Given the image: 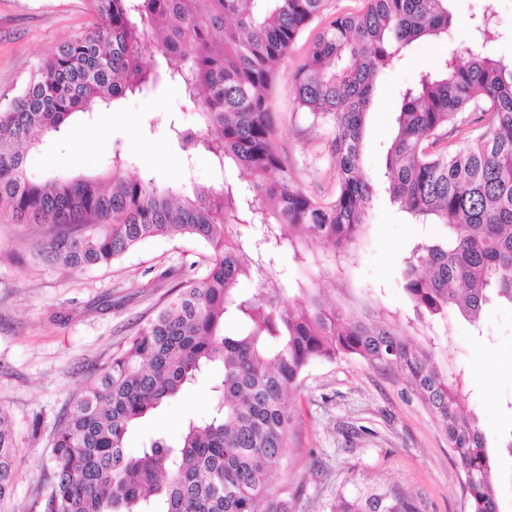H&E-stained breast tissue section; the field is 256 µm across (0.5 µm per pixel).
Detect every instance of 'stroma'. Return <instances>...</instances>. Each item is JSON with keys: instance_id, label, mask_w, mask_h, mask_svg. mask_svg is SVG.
I'll list each match as a JSON object with an SVG mask.
<instances>
[{"instance_id": "stroma-1", "label": "stroma", "mask_w": 512, "mask_h": 512, "mask_svg": "<svg viewBox=\"0 0 512 512\" xmlns=\"http://www.w3.org/2000/svg\"><path fill=\"white\" fill-rule=\"evenodd\" d=\"M447 43L421 40L408 48L380 81L367 116L363 162L375 178L369 226L360 259L347 277L357 303L409 312L402 260L428 226L409 223L386 191V151L394 135L396 95L420 71L436 65L448 45H471L475 25L490 15L497 40L486 51L512 59V0H452ZM86 0H0V108L18 95L41 59L64 39L92 23ZM313 25L297 40L271 105L279 123L277 146L310 193L330 195L335 158L333 132L296 111L290 76L312 39ZM198 129L197 110L173 85L123 99L107 112L73 123L65 135L45 141L26 162L30 177L99 171L120 149L158 187L191 192L220 180L236 181L233 166L217 169L203 151L184 159L169 127ZM49 227L0 214V411L12 422L17 448L15 480L0 512H23L43 473L53 465L50 436L73 404L84 376L100 372L127 337L166 303L181 275H203L208 246L190 236L154 238L104 266L67 268L37 262L35 240ZM312 264L281 252L280 264L297 297L299 284L316 282L333 293L323 242L310 244ZM448 360L464 370L470 406L488 437L491 457L503 470L512 458L498 450L512 433V309L488 305L480 330L460 315L434 320L430 329ZM221 369L199 376L176 399L130 428L125 446L141 447L148 435L175 438L188 419L209 412ZM291 423L285 461L270 484L291 512H329L338 492L372 488L420 504L423 512H468L464 472L430 407L392 369L359 358L321 362L307 369L288 400Z\"/></svg>"}]
</instances>
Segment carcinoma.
<instances>
[{"label": "carcinoma", "instance_id": "carcinoma-1", "mask_svg": "<svg viewBox=\"0 0 512 512\" xmlns=\"http://www.w3.org/2000/svg\"><path fill=\"white\" fill-rule=\"evenodd\" d=\"M356 13L333 0H87L95 19L59 43L21 93L0 110V209L45 224L33 254L50 265H107L155 237L192 236L210 248L205 274L185 277L154 318L83 381L52 434L55 465L43 473L28 512H291L270 492L285 457L288 395L311 365L342 357L395 369L432 409L465 474L469 512H499V473L462 370L440 365L427 325L458 311L479 328L483 308L512 306V61L484 52L498 37L490 17L474 46L448 49L439 66L399 92L387 150L391 202L413 224L441 225L404 257L412 313L355 304L345 286L367 227L373 179L362 162L367 111L385 72L422 38L446 39L449 0H363ZM323 24L291 77L296 110L334 130V195L298 183L275 145L270 97L278 64L313 23ZM174 61L164 73L153 50ZM197 105L202 128L170 123L192 156L201 148L240 183L161 192L115 151L100 174L31 179L28 154L74 118L90 119L161 81ZM479 112L485 130L455 148L447 134ZM260 224L245 235L244 224ZM322 240L340 299L301 287L288 301L278 255L308 262ZM260 293L239 294L252 273ZM236 318L239 334H224ZM220 367L217 401L172 440L152 435L131 453L138 419ZM16 446L0 413V501L10 495ZM329 512H421L396 493L336 496Z\"/></svg>", "mask_w": 512, "mask_h": 512}]
</instances>
